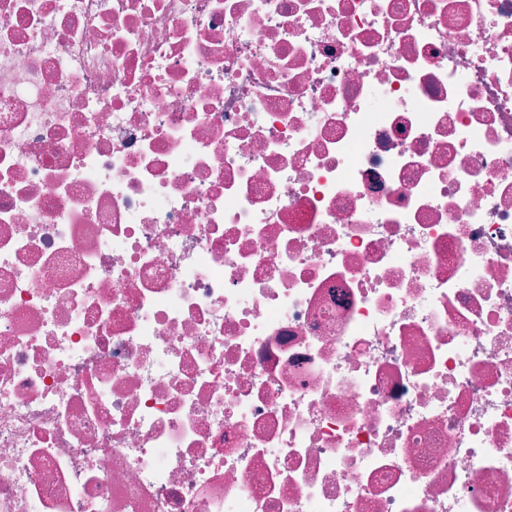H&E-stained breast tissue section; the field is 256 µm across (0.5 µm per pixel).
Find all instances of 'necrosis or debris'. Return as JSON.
I'll use <instances>...</instances> for the list:
<instances>
[{"instance_id": "necrosis-or-debris-1", "label": "necrosis or debris", "mask_w": 512, "mask_h": 512, "mask_svg": "<svg viewBox=\"0 0 512 512\" xmlns=\"http://www.w3.org/2000/svg\"><path fill=\"white\" fill-rule=\"evenodd\" d=\"M0 512H512V0H0Z\"/></svg>"}]
</instances>
